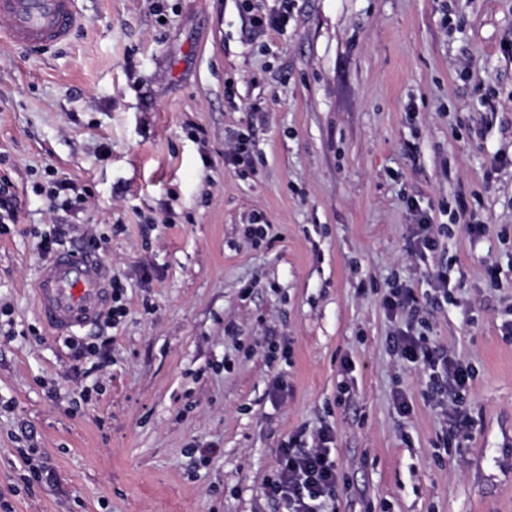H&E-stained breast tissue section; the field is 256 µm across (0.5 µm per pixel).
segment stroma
Instances as JSON below:
<instances>
[{"mask_svg": "<svg viewBox=\"0 0 512 512\" xmlns=\"http://www.w3.org/2000/svg\"><path fill=\"white\" fill-rule=\"evenodd\" d=\"M78 7L66 44L0 45V512H287L263 482L325 429L321 512H512V0H294L262 31L281 0ZM459 197L484 226L443 238L435 304L415 212ZM50 233L121 288L125 316L77 334L109 362L38 317ZM396 279L473 370L449 448L387 344Z\"/></svg>", "mask_w": 512, "mask_h": 512, "instance_id": "stroma-1", "label": "stroma"}]
</instances>
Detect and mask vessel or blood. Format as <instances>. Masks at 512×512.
Listing matches in <instances>:
<instances>
[{
	"mask_svg": "<svg viewBox=\"0 0 512 512\" xmlns=\"http://www.w3.org/2000/svg\"><path fill=\"white\" fill-rule=\"evenodd\" d=\"M81 22L77 0H0V39L28 50L67 42ZM108 300L104 265L97 255L70 250L41 264L36 311L56 335L71 336L91 324Z\"/></svg>",
	"mask_w": 512,
	"mask_h": 512,
	"instance_id": "obj_1",
	"label": "vessel or blood"
}]
</instances>
